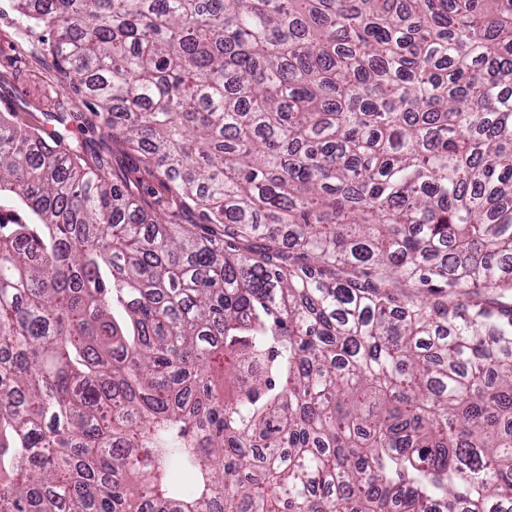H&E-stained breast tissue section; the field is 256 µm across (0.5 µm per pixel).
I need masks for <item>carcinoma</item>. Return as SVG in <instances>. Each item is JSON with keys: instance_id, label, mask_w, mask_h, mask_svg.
<instances>
[{"instance_id": "obj_1", "label": "carcinoma", "mask_w": 512, "mask_h": 512, "mask_svg": "<svg viewBox=\"0 0 512 512\" xmlns=\"http://www.w3.org/2000/svg\"><path fill=\"white\" fill-rule=\"evenodd\" d=\"M13 2L0 512H512V0ZM63 80L50 55L33 56L26 50L11 1L0 0V112H18L23 122L50 128L43 113L61 94ZM85 112V120L83 124L81 137L87 140L89 145L88 159L90 161H95L97 154L100 153L102 144V133L103 130L100 127V123L98 118L92 115L90 112ZM103 155L107 157L110 163L111 175L113 167L115 172L138 182L141 197L149 205L158 200L166 201L170 197L167 183L156 177L157 174H154L151 168L148 169L137 160L128 157L120 144L112 145L110 143V149Z\"/></svg>"}]
</instances>
